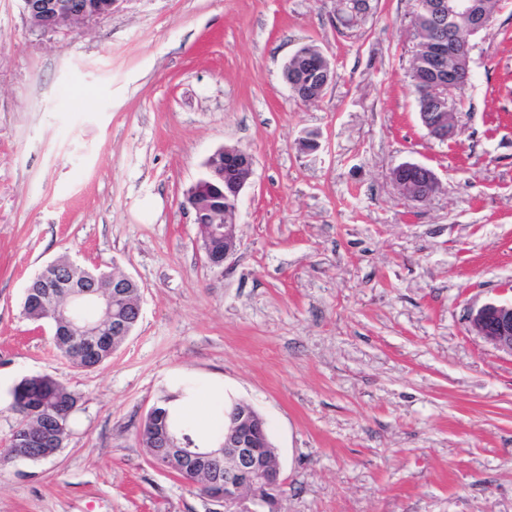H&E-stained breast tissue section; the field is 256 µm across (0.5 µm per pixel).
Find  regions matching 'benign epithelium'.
Returning <instances> with one entry per match:
<instances>
[{
	"instance_id": "7a95c632",
	"label": "benign epithelium",
	"mask_w": 512,
	"mask_h": 512,
	"mask_svg": "<svg viewBox=\"0 0 512 512\" xmlns=\"http://www.w3.org/2000/svg\"><path fill=\"white\" fill-rule=\"evenodd\" d=\"M115 0H22L30 27L41 33L69 31L92 20L112 14ZM428 13L433 23L429 28L427 52L438 71L448 70L445 81L427 84L419 89V97L437 107L435 112L420 113L427 135L445 143L461 130L452 120L455 115L453 93L471 81L469 37L487 27L479 0H429ZM334 71L330 59L319 49L299 48L285 63L282 78L293 96L313 98L325 94ZM205 168L211 175L212 191L224 201V207L210 210L198 202V184L185 193V207L193 213L194 223L203 235L224 236V258L205 254L209 265L221 268L236 251V212L239 196L254 171L253 155L237 146H224L212 153ZM390 178L397 189L417 202H424L440 190L436 174L428 167L404 162L394 167ZM51 271V288H67L68 315L58 321L56 335L86 354L97 350L99 322L112 326V335L129 336L142 316L141 302L120 309L130 277L119 273L94 275L79 265L68 262L64 267L55 262L43 271ZM471 328L495 348L512 355V300L491 302L471 311ZM142 430L150 431L153 441L152 463L164 471H178L185 481L196 472H208L207 497L224 505V512H274L277 497L285 483L272 447L266 421L251 407L235 405L224 411V435L220 449L204 456L188 448L173 445L170 434L154 426V417L146 416ZM24 452L39 459L59 453L55 432L43 425L27 433Z\"/></svg>"
}]
</instances>
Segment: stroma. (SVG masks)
<instances>
[{
    "mask_svg": "<svg viewBox=\"0 0 512 512\" xmlns=\"http://www.w3.org/2000/svg\"><path fill=\"white\" fill-rule=\"evenodd\" d=\"M414 9L369 0L344 27L336 0H115L44 34L0 0V443L22 379L79 398L54 459L0 467V512H224L140 439L183 383L211 438L223 400L266 419L280 512H512V355L468 323L512 297V0L446 144L407 76ZM304 45L335 71L309 104L282 80ZM225 145L255 166L214 268L184 196ZM407 161L441 191L406 201L389 173ZM63 257L141 289L134 333L89 371L22 310Z\"/></svg>",
    "mask_w": 512,
    "mask_h": 512,
    "instance_id": "stroma-1",
    "label": "stroma"
}]
</instances>
